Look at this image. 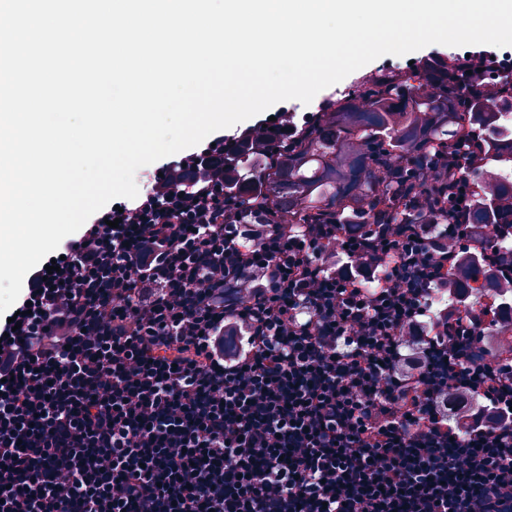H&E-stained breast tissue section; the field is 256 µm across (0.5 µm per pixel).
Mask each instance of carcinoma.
<instances>
[{"mask_svg":"<svg viewBox=\"0 0 512 512\" xmlns=\"http://www.w3.org/2000/svg\"><path fill=\"white\" fill-rule=\"evenodd\" d=\"M461 154L480 191L476 224L496 225L512 213V98L488 91L459 108L448 65L437 55L421 65L357 76L336 103L320 110L304 146L276 155L255 153L239 142L224 146L234 158L229 197L278 210L293 222L314 214L354 231L374 224L434 225L437 213L428 177H437L442 151ZM497 299V325L489 347L512 346V282L503 281L478 253L466 254L435 290L431 311L445 307L479 312Z\"/></svg>","mask_w":512,"mask_h":512,"instance_id":"obj_1","label":"carcinoma"}]
</instances>
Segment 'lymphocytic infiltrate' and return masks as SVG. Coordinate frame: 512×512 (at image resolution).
Returning a JSON list of instances; mask_svg holds the SVG:
<instances>
[{
	"label": "lymphocytic infiltrate",
	"instance_id": "lymphocytic-infiltrate-1",
	"mask_svg": "<svg viewBox=\"0 0 512 512\" xmlns=\"http://www.w3.org/2000/svg\"><path fill=\"white\" fill-rule=\"evenodd\" d=\"M449 72L474 97L512 55ZM224 143L93 214L30 271L20 329L0 316V512H512V419L448 412L512 406V353L467 315L419 330L454 255L419 224L271 223L225 196ZM441 176L445 231L511 277L463 166Z\"/></svg>",
	"mask_w": 512,
	"mask_h": 512
}]
</instances>
